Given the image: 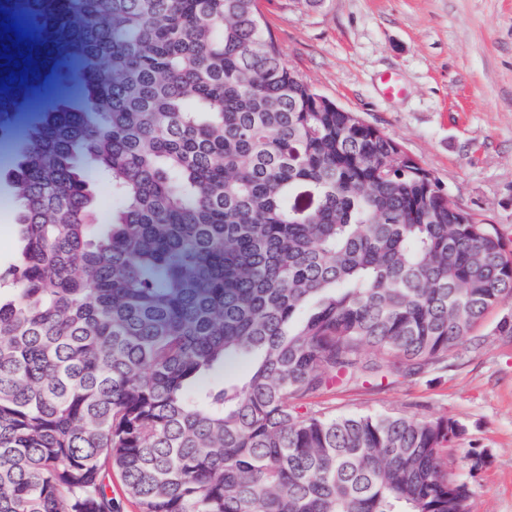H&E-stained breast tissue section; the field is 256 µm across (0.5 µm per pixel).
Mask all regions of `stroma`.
Listing matches in <instances>:
<instances>
[{
	"mask_svg": "<svg viewBox=\"0 0 512 512\" xmlns=\"http://www.w3.org/2000/svg\"><path fill=\"white\" fill-rule=\"evenodd\" d=\"M286 65L359 113L431 170L457 202L496 225L512 250V0H261ZM395 77L401 95L386 96ZM0 159V264L11 261L17 203ZM489 310L473 339L402 384L339 386L315 411L444 416L463 427L448 457L470 481V512H512V337ZM483 454L471 470L472 454Z\"/></svg>",
	"mask_w": 512,
	"mask_h": 512,
	"instance_id": "stroma-1",
	"label": "stroma"
}]
</instances>
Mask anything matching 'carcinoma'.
Instances as JSON below:
<instances>
[{"label": "carcinoma", "instance_id": "1", "mask_svg": "<svg viewBox=\"0 0 512 512\" xmlns=\"http://www.w3.org/2000/svg\"><path fill=\"white\" fill-rule=\"evenodd\" d=\"M6 19L30 37L0 26V136L50 103L10 177L0 512H118L114 471L139 512H467L457 422L300 400L448 361L512 303L497 227L318 101L260 0H0ZM73 74L81 95L50 97Z\"/></svg>", "mask_w": 512, "mask_h": 512}]
</instances>
